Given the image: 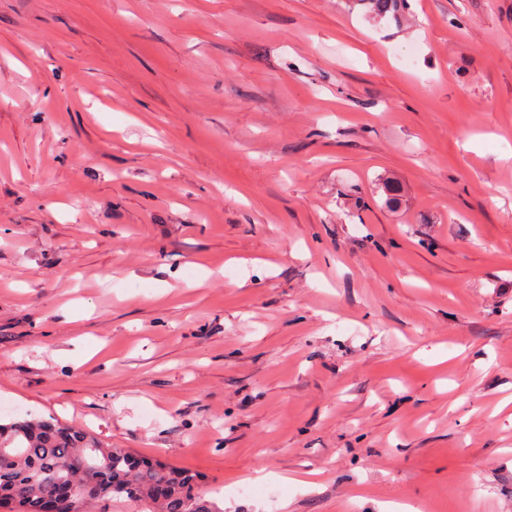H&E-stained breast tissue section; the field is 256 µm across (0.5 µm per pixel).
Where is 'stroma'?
<instances>
[{
  "instance_id": "1",
  "label": "stroma",
  "mask_w": 512,
  "mask_h": 512,
  "mask_svg": "<svg viewBox=\"0 0 512 512\" xmlns=\"http://www.w3.org/2000/svg\"><path fill=\"white\" fill-rule=\"evenodd\" d=\"M0 403L223 512H512V0H0Z\"/></svg>"
}]
</instances>
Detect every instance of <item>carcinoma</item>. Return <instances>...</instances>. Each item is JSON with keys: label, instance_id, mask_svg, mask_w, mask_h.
Wrapping results in <instances>:
<instances>
[{"label": "carcinoma", "instance_id": "obj_1", "mask_svg": "<svg viewBox=\"0 0 512 512\" xmlns=\"http://www.w3.org/2000/svg\"><path fill=\"white\" fill-rule=\"evenodd\" d=\"M200 475L141 459L52 418L0 423V508L88 512L112 497L149 512H223L199 491Z\"/></svg>", "mask_w": 512, "mask_h": 512}]
</instances>
